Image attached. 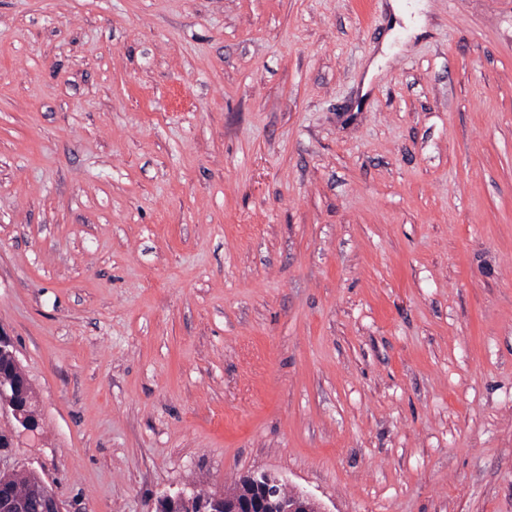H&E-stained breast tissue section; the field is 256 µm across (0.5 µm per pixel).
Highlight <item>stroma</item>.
Wrapping results in <instances>:
<instances>
[{"mask_svg":"<svg viewBox=\"0 0 512 512\" xmlns=\"http://www.w3.org/2000/svg\"><path fill=\"white\" fill-rule=\"evenodd\" d=\"M391 2L0 0L10 462L71 512H512V0ZM11 366L7 360L0 359V414L6 412L9 414L14 424L10 426L9 430L1 428V432L6 433L8 436L15 439V428H21L23 432L34 433L39 427L37 418H32L27 412V398L30 395V408L33 412L34 403L32 390L30 393V385L25 377L20 376L19 379L5 381L11 376ZM4 379H3V378ZM36 413V412H35ZM252 488L240 486L232 493L200 496L183 491L160 497L155 512H324L312 497L288 491V479L272 472L244 477Z\"/></svg>","mask_w":512,"mask_h":512,"instance_id":"35a3bbf8","label":"stroma"}]
</instances>
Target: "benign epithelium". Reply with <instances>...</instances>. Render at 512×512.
Listing matches in <instances>:
<instances>
[{
	"instance_id": "7a95c632",
	"label": "benign epithelium",
	"mask_w": 512,
	"mask_h": 512,
	"mask_svg": "<svg viewBox=\"0 0 512 512\" xmlns=\"http://www.w3.org/2000/svg\"><path fill=\"white\" fill-rule=\"evenodd\" d=\"M30 385L25 377L6 381L0 378V414L13 419L6 434L15 437V428L34 433L39 427L37 419L27 412ZM247 486L231 493L201 496L195 492L167 493L160 497L155 512H324L312 497L288 490V479L272 472L254 473L244 477ZM45 512H67L56 496L53 485L43 481L38 490Z\"/></svg>"
}]
</instances>
